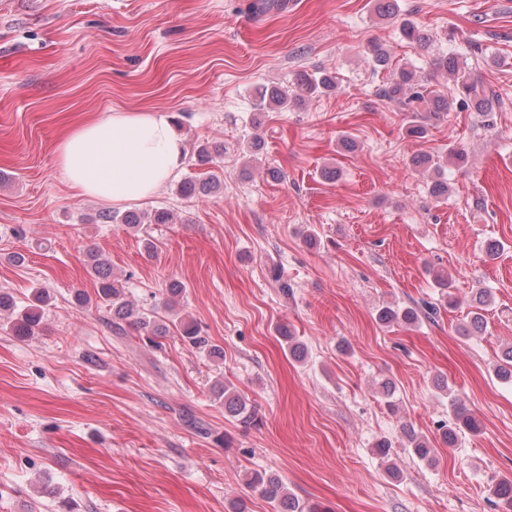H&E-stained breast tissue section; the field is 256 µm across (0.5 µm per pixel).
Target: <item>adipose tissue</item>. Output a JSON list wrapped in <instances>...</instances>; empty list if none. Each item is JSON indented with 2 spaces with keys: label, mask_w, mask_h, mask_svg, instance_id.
<instances>
[{
  "label": "adipose tissue",
  "mask_w": 512,
  "mask_h": 512,
  "mask_svg": "<svg viewBox=\"0 0 512 512\" xmlns=\"http://www.w3.org/2000/svg\"><path fill=\"white\" fill-rule=\"evenodd\" d=\"M181 140L159 112H114L62 138L56 163L79 195L113 204L151 197L180 165Z\"/></svg>",
  "instance_id": "obj_1"
}]
</instances>
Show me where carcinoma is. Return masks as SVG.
I'll use <instances>...</instances> for the list:
<instances>
[{"label":"carcinoma","instance_id":"1","mask_svg":"<svg viewBox=\"0 0 512 512\" xmlns=\"http://www.w3.org/2000/svg\"><path fill=\"white\" fill-rule=\"evenodd\" d=\"M401 32L405 39L424 48L429 42L425 34L414 21L406 19L401 23ZM371 62L374 68L389 72V78L380 89L381 97L387 99L400 108L402 112L411 113L408 121V131L411 134L424 132L420 124L419 111L447 112L450 102L441 97H428V90L422 84L414 81L413 73L400 68H391L388 54L381 48L374 46L371 50ZM438 68L448 73V79L453 86L454 97L459 99L460 107H473L476 111L489 114L496 111L497 98L494 93L487 91L475 79L464 63L455 57H447L436 62ZM336 88L335 79L328 73L317 72L306 75L300 79V92L295 93L287 88L272 86L264 90L259 97L257 109L263 111L273 105L279 109H287L290 104H297L307 99L316 98L331 92ZM224 154V145L200 144L193 149V155L198 164L212 165L216 157ZM220 177L214 170L203 172L195 177V181L183 182L179 192L185 195H205L216 188ZM173 216L171 211L164 208L151 212H138L128 210L123 213L112 210L100 211L95 221L100 224H121L129 229L140 230L144 224H170ZM89 266L93 276L97 279L96 294L100 302L109 307L112 312V323L119 326L127 322L145 335L152 337L150 343L160 346L153 337H164L173 332L191 345H202L204 341L199 336V327L193 320L183 317L161 320L153 312L139 311L134 304L126 298L124 285L120 279L112 274L109 262L98 253L89 254ZM33 303L17 309L14 298L0 293V321L7 325L17 336H33L41 323V305L48 300L46 291L38 289L33 291ZM435 311V307L423 304L414 305L404 309L383 307L379 310L378 320L384 324L403 322L415 323L419 315L426 311ZM495 376L505 384H512V347L506 349L494 367ZM214 394L218 399L224 400V409L242 426L256 425L257 414L254 407L241 396L233 385L218 381L213 386ZM448 407L453 414L452 422L442 426L441 438L446 444H453L458 433L467 430L476 433L480 429L477 419L468 412L462 400L453 394H448ZM407 439L414 455L421 461L429 464L434 461L435 449L425 438L411 433ZM247 486L262 498L266 499L276 512H327L318 504H305L291 494L283 481L276 474H267L253 471L247 477ZM496 505L503 512H512V479L502 478L491 486Z\"/></svg>","mask_w":512,"mask_h":512}]
</instances>
